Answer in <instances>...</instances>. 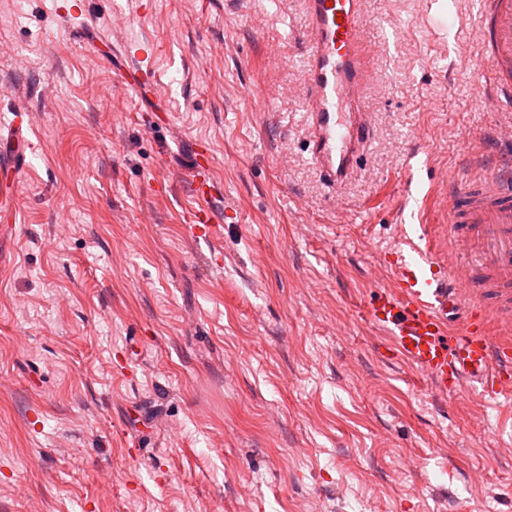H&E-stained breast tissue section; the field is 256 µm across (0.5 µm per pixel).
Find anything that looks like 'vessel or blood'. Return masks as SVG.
<instances>
[{
	"mask_svg": "<svg viewBox=\"0 0 512 512\" xmlns=\"http://www.w3.org/2000/svg\"><path fill=\"white\" fill-rule=\"evenodd\" d=\"M362 0H303L309 37L305 94L311 102L305 132L311 160L331 183L347 179L365 143L364 113L355 108L368 81L371 50ZM481 56L488 88L512 99V0H478ZM136 59L135 86L154 84L149 46L125 43ZM213 159L197 152L193 236L212 235L208 199ZM447 246L421 234L392 254L389 286L370 298V321L385 330L391 359L416 367L441 395L471 391L483 404L512 396V182L495 175L448 193Z\"/></svg>",
	"mask_w": 512,
	"mask_h": 512,
	"instance_id": "b4317fda",
	"label": "vessel or blood"
}]
</instances>
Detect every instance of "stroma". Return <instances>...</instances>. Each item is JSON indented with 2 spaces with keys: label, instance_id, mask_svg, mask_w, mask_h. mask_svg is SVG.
<instances>
[{
  "label": "stroma",
  "instance_id": "1",
  "mask_svg": "<svg viewBox=\"0 0 512 512\" xmlns=\"http://www.w3.org/2000/svg\"><path fill=\"white\" fill-rule=\"evenodd\" d=\"M69 2L103 43L0 0V512H512V400L439 395L365 312L399 225L505 157L469 0H363L368 142L334 187L301 0ZM197 150V174L195 180V199L197 207H194L188 216V227L193 236H211L217 227L216 218L211 210L208 199L212 192L211 170L213 159L207 146L198 145Z\"/></svg>",
  "mask_w": 512,
  "mask_h": 512
}]
</instances>
